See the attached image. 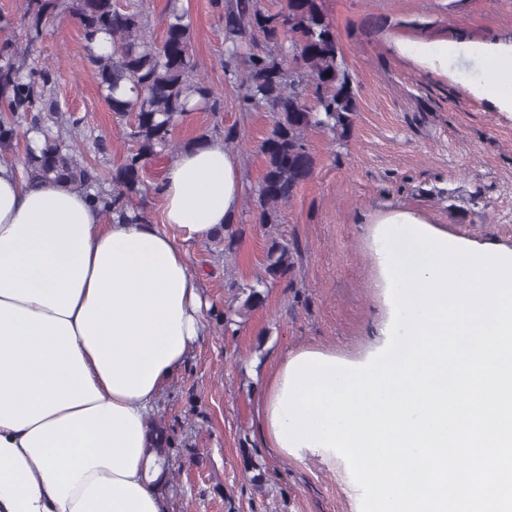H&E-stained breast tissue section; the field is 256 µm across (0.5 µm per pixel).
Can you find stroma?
<instances>
[{
  "instance_id": "obj_1",
  "label": "stroma",
  "mask_w": 512,
  "mask_h": 512,
  "mask_svg": "<svg viewBox=\"0 0 512 512\" xmlns=\"http://www.w3.org/2000/svg\"><path fill=\"white\" fill-rule=\"evenodd\" d=\"M183 6L197 75L221 109L186 113L172 140L181 147L203 134L238 131L247 143L240 153L245 174L256 185L264 168L257 146L270 117L244 104L242 89L224 75V13L216 0ZM324 9L358 90V110L345 140L308 133L314 175L280 206L276 223L260 224L254 198L245 197L236 257L224 258L210 243L187 246L208 308L206 333L155 414L172 439L168 512H361V491L344 460L283 458L267 448L254 402L273 363L301 348L354 358L371 344L380 302L365 217L409 208L455 234L512 246V118L472 94L486 65L463 47L511 41L512 0H324ZM397 37L461 48L449 57L447 75L430 76L396 51ZM30 60L52 73L46 96L59 107L55 131L79 145L99 174L98 189L111 190L130 146L128 129L96 88L76 20L64 14L48 23ZM170 160L149 161L146 192L135 200L156 224L157 188ZM274 240L297 245L292 272L272 285L263 308L236 331L225 330L217 316L232 299L231 286L262 275ZM244 448L267 468L263 489L242 467Z\"/></svg>"
}]
</instances>
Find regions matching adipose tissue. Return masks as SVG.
<instances>
[{
  "instance_id": "obj_1",
  "label": "adipose tissue",
  "mask_w": 512,
  "mask_h": 512,
  "mask_svg": "<svg viewBox=\"0 0 512 512\" xmlns=\"http://www.w3.org/2000/svg\"><path fill=\"white\" fill-rule=\"evenodd\" d=\"M430 75L452 42L398 40ZM474 93L512 117V42L474 43ZM246 193L223 138L185 149L161 184L162 221H105L93 191L0 163V512H167L150 470L149 418L205 329L186 244L236 223ZM287 352L255 414L286 456L273 412Z\"/></svg>"
}]
</instances>
